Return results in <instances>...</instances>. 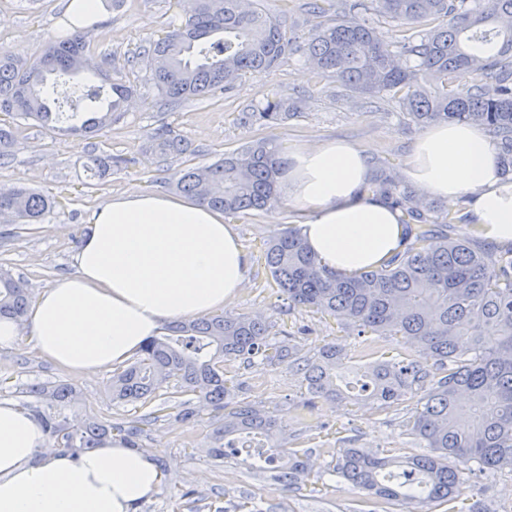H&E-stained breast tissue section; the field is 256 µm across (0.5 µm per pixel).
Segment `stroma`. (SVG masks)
Segmentation results:
<instances>
[{"label": "stroma", "instance_id": "obj_1", "mask_svg": "<svg viewBox=\"0 0 512 512\" xmlns=\"http://www.w3.org/2000/svg\"><path fill=\"white\" fill-rule=\"evenodd\" d=\"M66 4L67 0H0V49L24 60L36 57L56 38ZM178 13L175 0H124L120 8H104L90 51L100 62L124 64L145 39L164 35ZM274 92L284 98L306 94L301 114L273 127L239 123L240 112ZM155 99L152 86L138 84L124 119L91 142L0 114L1 123L17 127L20 142L10 163L0 167V184L23 183L59 201L44 223H0V265L26 279L32 291L72 273L73 257L89 230L92 212L114 195L131 189L169 194V182L182 169L212 162L225 152L270 136L293 147L343 140L366 152L370 174L384 167L400 171L424 131L423 126L408 122L394 101L367 103L340 96L336 84L317 80L300 53L270 72L244 76L233 90L212 99L168 111L158 109ZM162 124L186 138L192 152L163 158L151 151L150 137ZM92 143L101 153L128 157V165L91 176L85 156ZM232 222L250 256L251 272L241 294L224 310L270 324L271 341H290L298 361L290 366L228 361L224 377L237 386L239 397L265 406L279 418L291 447L309 449L310 474L290 487L274 471L251 469L233 458L213 459L209 448L216 412L203 409L195 422L186 423L169 407L139 437L141 450L153 453L163 471L158 492L141 505L140 512H173L175 504L189 502L199 512H229L233 502L244 497L251 498L259 512H400L396 503L353 489L336 477L333 465L342 448H369L389 456L423 453L422 443L408 436L404 427L417 395L388 408L368 399L356 403L316 398L307 391L303 368L315 362L328 343L343 347L340 371L349 378L379 355L416 360L419 350L401 337L359 336L331 317L283 303L262 254L265 242L296 227L291 204L283 201L267 210L237 215ZM111 375L107 368L86 380L53 365L41 357L26 330L12 348L0 349V398L24 404L31 383H68L77 397L70 412L76 421L89 414L119 423L134 418L132 406L113 402L107 389ZM511 487L512 470L505 468L465 476L456 493L465 502L512 512V498L506 494Z\"/></svg>", "mask_w": 512, "mask_h": 512}]
</instances>
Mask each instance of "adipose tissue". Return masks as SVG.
Here are the masks:
<instances>
[{
  "instance_id": "1",
  "label": "adipose tissue",
  "mask_w": 512,
  "mask_h": 512,
  "mask_svg": "<svg viewBox=\"0 0 512 512\" xmlns=\"http://www.w3.org/2000/svg\"><path fill=\"white\" fill-rule=\"evenodd\" d=\"M282 157L288 173L276 193L296 206L303 242L322 267L351 277L401 250L399 211L364 191L362 149L333 140ZM403 177L423 196H469L479 232L512 242V177L476 125L427 129ZM73 265L39 293L28 321L41 355L82 378L123 365L169 321L223 308L249 276V258L221 211L138 190L98 207ZM47 442L30 413L0 399V512H138L162 481L154 455L121 439L105 438L77 460L43 456Z\"/></svg>"
}]
</instances>
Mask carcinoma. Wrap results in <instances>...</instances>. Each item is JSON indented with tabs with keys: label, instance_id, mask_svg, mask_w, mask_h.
Returning <instances> with one entry per match:
<instances>
[{
	"label": "carcinoma",
	"instance_id": "obj_1",
	"mask_svg": "<svg viewBox=\"0 0 512 512\" xmlns=\"http://www.w3.org/2000/svg\"><path fill=\"white\" fill-rule=\"evenodd\" d=\"M182 22L166 35L145 41L131 65L145 71L157 91L156 104L171 110L186 102L232 90L242 76L276 68L294 49L282 15L254 0H177ZM314 24L303 37L316 73L362 98H398L408 121L435 124L470 122L497 140L503 171L512 173V0H307ZM360 12L365 23L343 15ZM397 28L387 37L380 20ZM88 31L51 40L29 63L0 51V112L32 119L52 131L61 123L73 133L95 135L120 121L131 85L88 55ZM101 80L86 90L70 85L72 67ZM480 79L461 87L460 73ZM302 100L275 93L241 113L243 125L266 126L300 113ZM18 147L17 131L0 126V165ZM162 157L190 151L164 126L152 137ZM279 145L264 138L224 153L218 160L185 170L176 190L197 202L237 215L279 203L275 184L282 170ZM88 160L101 172L122 162L89 146ZM371 191L402 212L406 248L381 266L347 278L322 267L298 231L290 229L266 243L263 258L288 305L314 309L347 323L357 335L399 336L422 348L432 367L399 356L378 359L365 370L369 398L381 407L422 391L407 421L409 434L426 443L429 454L381 456L364 448H344L333 472L366 495L393 501L401 512H496L459 503L454 487L473 467L512 469V257L493 254L471 237L450 238L441 228L455 217L424 203L391 169H382ZM58 201L23 185H0V212L17 224H41ZM33 295L27 281L0 266V317L26 320ZM340 349L323 347L322 362L304 371L315 396H340L336 358ZM294 347L269 343L265 321L222 313L175 321L151 337L139 357L112 374V400L143 414L124 426L87 417L69 422L73 388L67 383L36 384L29 404L58 446L74 456L100 448L117 432L131 447L143 426L160 419L152 403L162 393L193 395L223 413L212 431L211 456L224 458L231 446L243 462L277 466L278 478L292 486L308 474V450L285 448L277 419L264 408L238 399L224 379V362L263 365L294 358Z\"/></svg>",
	"mask_w": 512,
	"mask_h": 512
}]
</instances>
